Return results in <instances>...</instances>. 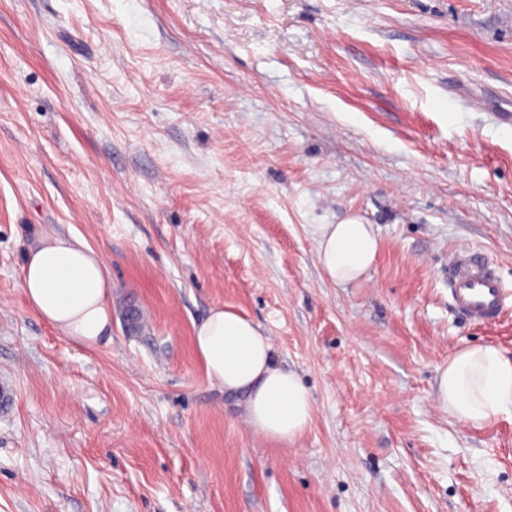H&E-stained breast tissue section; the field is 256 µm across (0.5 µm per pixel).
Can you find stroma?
Returning <instances> with one entry per match:
<instances>
[{
    "instance_id": "1",
    "label": "stroma",
    "mask_w": 512,
    "mask_h": 512,
    "mask_svg": "<svg viewBox=\"0 0 512 512\" xmlns=\"http://www.w3.org/2000/svg\"><path fill=\"white\" fill-rule=\"evenodd\" d=\"M512 0H0V512H512V416L435 401L490 343L448 256L512 290ZM355 216L374 266L322 274ZM112 285V340L24 299L44 235ZM259 325L313 401L283 444L210 385L193 324ZM321 226L318 261L329 281L336 284L356 281L374 265L378 239L372 225L350 217L339 224Z\"/></svg>"
}]
</instances>
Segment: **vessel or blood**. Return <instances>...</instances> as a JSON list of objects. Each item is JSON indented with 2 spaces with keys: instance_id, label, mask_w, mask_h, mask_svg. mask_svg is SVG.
Here are the masks:
<instances>
[{
  "instance_id": "obj_1",
  "label": "vessel or blood",
  "mask_w": 512,
  "mask_h": 512,
  "mask_svg": "<svg viewBox=\"0 0 512 512\" xmlns=\"http://www.w3.org/2000/svg\"><path fill=\"white\" fill-rule=\"evenodd\" d=\"M448 266L452 303L464 316L486 324L512 311V290L505 288L482 252L461 250L450 256Z\"/></svg>"
}]
</instances>
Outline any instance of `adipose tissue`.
<instances>
[{"mask_svg":"<svg viewBox=\"0 0 512 512\" xmlns=\"http://www.w3.org/2000/svg\"><path fill=\"white\" fill-rule=\"evenodd\" d=\"M378 239L355 218L322 225L317 240L323 275L336 284L358 280L374 264ZM28 305L57 332L93 348L112 329V291L103 256L77 236L47 235L21 269ZM207 381L243 397L255 433L276 442L301 436L312 420L308 389L292 371L274 366L272 344L259 327L221 307L193 327ZM436 401L459 423L480 427L512 414V359L491 344L460 349L438 369Z\"/></svg>","mask_w":512,"mask_h":512,"instance_id":"obj_1","label":"adipose tissue"}]
</instances>
